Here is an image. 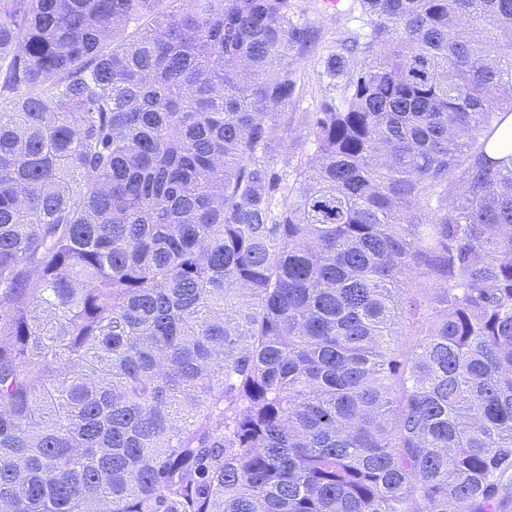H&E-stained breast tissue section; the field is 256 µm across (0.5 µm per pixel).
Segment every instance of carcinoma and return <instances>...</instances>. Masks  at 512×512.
I'll return each instance as SVG.
<instances>
[{
	"label": "carcinoma",
	"mask_w": 512,
	"mask_h": 512,
	"mask_svg": "<svg viewBox=\"0 0 512 512\" xmlns=\"http://www.w3.org/2000/svg\"><path fill=\"white\" fill-rule=\"evenodd\" d=\"M356 2L0 0V512H512V0ZM323 1L293 0L296 15L300 21L313 26L317 31V38L310 50L295 58L298 75L304 80L307 89L298 112L314 108L324 96L335 95V93L337 95L338 92L328 86V81L320 73L319 58L336 47V40L343 32L358 28L361 24L357 18L360 11L354 0H341L337 12L326 9Z\"/></svg>",
	"instance_id": "obj_1"
}]
</instances>
